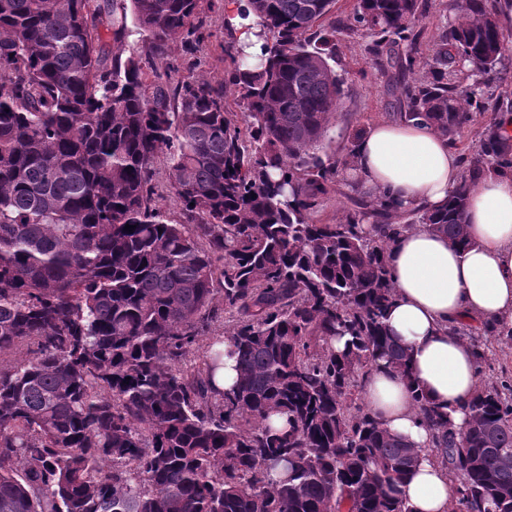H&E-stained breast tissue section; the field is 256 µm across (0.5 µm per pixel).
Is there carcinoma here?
I'll list each match as a JSON object with an SVG mask.
<instances>
[{
	"label": "carcinoma",
	"mask_w": 512,
	"mask_h": 512,
	"mask_svg": "<svg viewBox=\"0 0 512 512\" xmlns=\"http://www.w3.org/2000/svg\"><path fill=\"white\" fill-rule=\"evenodd\" d=\"M500 3L456 0L462 22L435 44L431 76L403 85L401 121L452 148L477 122L482 86L508 81ZM334 4L242 0L257 62L227 46L215 85L155 67L210 34L201 0H0V512H412L399 486L416 451L360 395L377 361L408 369L385 324L386 253L416 223L468 247L467 197L512 170V135L482 124L439 209L400 211L352 180L344 221L315 223L350 160L320 154L344 96L336 29L322 26ZM422 10L357 0L344 28L369 39L379 72L412 74ZM130 11L143 52L124 48ZM477 73L467 108L459 85ZM160 155L179 222L152 206ZM467 337L480 367L488 341H512L488 322ZM226 340L239 377L221 392ZM25 341L33 356L1 358ZM414 400L457 512H512V383L481 385L462 431Z\"/></svg>",
	"instance_id": "obj_1"
}]
</instances>
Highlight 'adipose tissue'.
Segmentation results:
<instances>
[{
	"label": "adipose tissue",
	"instance_id": "ef3b65f1",
	"mask_svg": "<svg viewBox=\"0 0 512 512\" xmlns=\"http://www.w3.org/2000/svg\"><path fill=\"white\" fill-rule=\"evenodd\" d=\"M349 171L374 195L399 209L443 206L461 181L459 159L427 125L381 122L357 143ZM463 224L468 248L414 225L391 245L387 263L396 294L386 326L411 356L409 374L386 363L362 380L367 409L391 433L419 449L401 486L414 512H453L456 487L427 454L431 432L414 392L447 414L455 429L469 421L467 403L479 386L475 350L459 328L481 321L512 330V171L493 172L470 191Z\"/></svg>",
	"mask_w": 512,
	"mask_h": 512
}]
</instances>
